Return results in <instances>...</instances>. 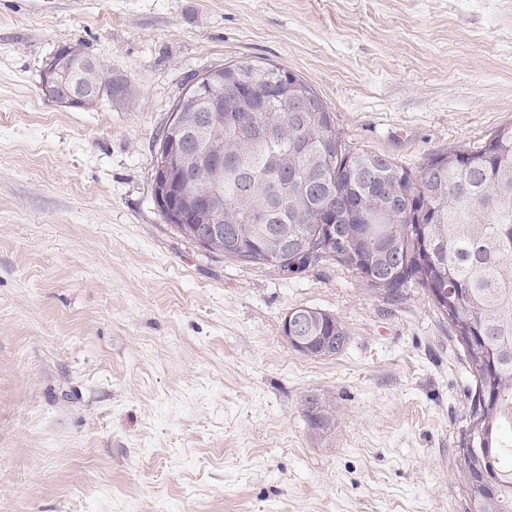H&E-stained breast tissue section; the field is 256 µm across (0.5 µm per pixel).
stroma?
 Wrapping results in <instances>:
<instances>
[{
	"label": "stroma",
	"mask_w": 512,
	"mask_h": 512,
	"mask_svg": "<svg viewBox=\"0 0 512 512\" xmlns=\"http://www.w3.org/2000/svg\"><path fill=\"white\" fill-rule=\"evenodd\" d=\"M76 42L124 96H45ZM238 61L412 171L512 123V0H0V512H467L471 378L425 290L230 260L157 209L160 126L190 74ZM297 308L344 349L287 344ZM292 316L294 324L299 325L301 330L297 336L291 331ZM289 316V317H288ZM296 319H299L297 322ZM289 332V334H288ZM283 333L286 341L291 345L294 342L300 346L304 345L302 336H312L310 342V351L307 353L297 350L308 357H332L337 355L346 345L348 333L344 324L336 317L324 312L311 309L300 308L289 313L283 324ZM303 409L309 425L313 428L323 429L333 420V411L316 394H310L305 397Z\"/></svg>",
	"instance_id": "35a3bbf8"
}]
</instances>
